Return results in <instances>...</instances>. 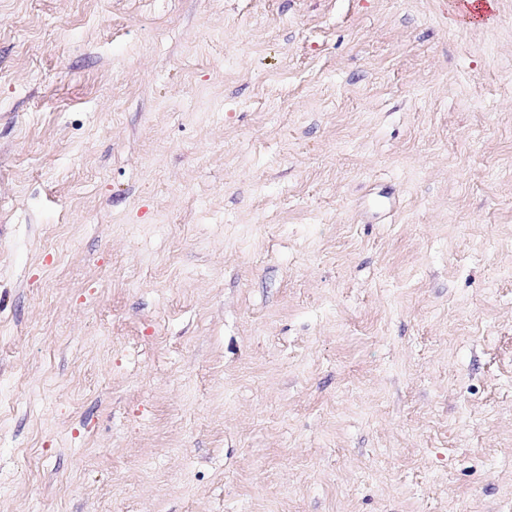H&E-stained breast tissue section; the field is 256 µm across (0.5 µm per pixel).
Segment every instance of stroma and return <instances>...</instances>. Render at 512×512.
<instances>
[{"label": "stroma", "mask_w": 512, "mask_h": 512, "mask_svg": "<svg viewBox=\"0 0 512 512\" xmlns=\"http://www.w3.org/2000/svg\"><path fill=\"white\" fill-rule=\"evenodd\" d=\"M0 512H512V0H0Z\"/></svg>", "instance_id": "1"}]
</instances>
